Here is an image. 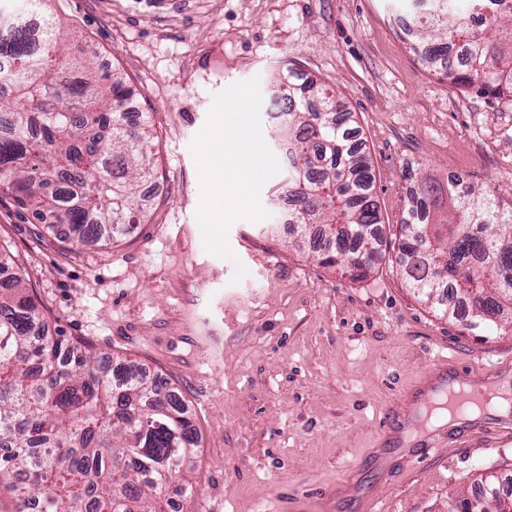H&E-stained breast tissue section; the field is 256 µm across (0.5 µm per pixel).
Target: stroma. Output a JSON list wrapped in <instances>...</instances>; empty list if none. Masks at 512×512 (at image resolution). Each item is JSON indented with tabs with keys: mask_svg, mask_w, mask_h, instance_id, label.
I'll return each mask as SVG.
<instances>
[{
	"mask_svg": "<svg viewBox=\"0 0 512 512\" xmlns=\"http://www.w3.org/2000/svg\"><path fill=\"white\" fill-rule=\"evenodd\" d=\"M48 14L119 69L151 125L150 209L105 248L63 249L51 222L0 192V257L22 260L52 336L130 358L172 382L199 428L190 475L206 512H448L482 476L512 475V443L430 432L405 467L381 447L392 410L443 368L504 364L512 335L443 316L408 287L398 239L418 177L512 198V101L461 92L429 71L397 23L407 0H48ZM342 95L372 160L381 245L352 274L314 257L264 186L267 218L235 220L234 260L206 250L192 144L212 96L280 61ZM248 270L232 283L235 263ZM447 363H440V355Z\"/></svg>",
	"mask_w": 512,
	"mask_h": 512,
	"instance_id": "obj_1",
	"label": "stroma"
}]
</instances>
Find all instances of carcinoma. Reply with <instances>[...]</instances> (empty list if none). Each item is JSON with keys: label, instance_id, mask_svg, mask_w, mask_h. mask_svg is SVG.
Listing matches in <instances>:
<instances>
[{"label": "carcinoma", "instance_id": "cac0c4a2", "mask_svg": "<svg viewBox=\"0 0 512 512\" xmlns=\"http://www.w3.org/2000/svg\"><path fill=\"white\" fill-rule=\"evenodd\" d=\"M25 0L0 12V191L49 214L74 248L115 240L145 212L137 187L155 178L148 126L126 122L131 89L117 70L71 42ZM416 54L455 87L512 100V0H410ZM276 96L288 134V223L313 231L329 264L364 270L375 258L381 214L371 161L351 142L352 113L335 91L291 68ZM98 157L97 167L76 159ZM399 250L409 287L448 318L466 315L496 333L512 329V201L460 182L424 178L410 193ZM36 295L14 274L0 289V478L15 512H165L168 488L188 480L197 428L176 388L138 362L112 364L69 339L35 336ZM495 475L449 512H512Z\"/></svg>", "mask_w": 512, "mask_h": 512}]
</instances>
